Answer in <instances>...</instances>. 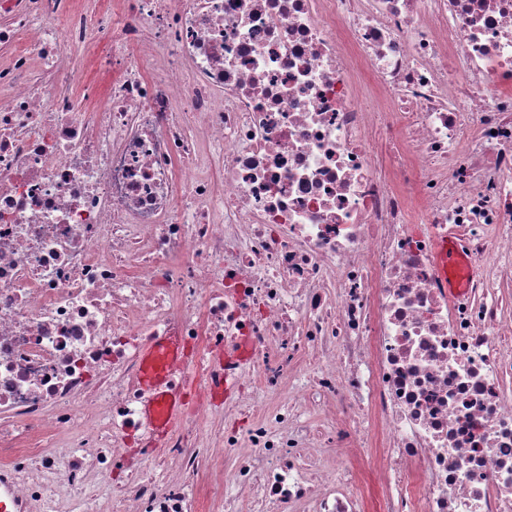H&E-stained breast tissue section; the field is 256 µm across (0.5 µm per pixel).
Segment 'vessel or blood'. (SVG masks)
I'll return each mask as SVG.
<instances>
[{"instance_id":"b4317fda","label":"vessel or blood","mask_w":512,"mask_h":512,"mask_svg":"<svg viewBox=\"0 0 512 512\" xmlns=\"http://www.w3.org/2000/svg\"><path fill=\"white\" fill-rule=\"evenodd\" d=\"M179 359L180 350L169 336L156 338L141 355L140 383L146 394L141 418L157 433L166 432L181 410V396L174 374Z\"/></svg>"}]
</instances>
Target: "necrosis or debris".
<instances>
[{
    "mask_svg": "<svg viewBox=\"0 0 512 512\" xmlns=\"http://www.w3.org/2000/svg\"><path fill=\"white\" fill-rule=\"evenodd\" d=\"M106 13L0 0V512H512V0ZM179 359L180 350L169 336L157 337L141 355L140 383L146 394L140 411L141 418L157 433H165L172 419L181 411L180 390L175 385L174 374ZM161 410L164 417L159 415ZM180 418L181 414L174 418L169 434L178 426ZM167 434L159 444L153 438L157 453L163 451Z\"/></svg>",
    "mask_w": 512,
    "mask_h": 512,
    "instance_id": "obj_1",
    "label": "necrosis or debris"
}]
</instances>
